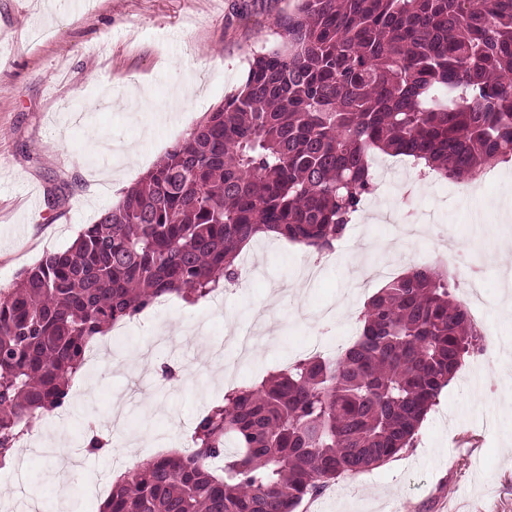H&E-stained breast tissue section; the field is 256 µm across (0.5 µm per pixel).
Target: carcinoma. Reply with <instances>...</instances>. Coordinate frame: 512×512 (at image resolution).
I'll list each match as a JSON object with an SVG mask.
<instances>
[{
    "mask_svg": "<svg viewBox=\"0 0 512 512\" xmlns=\"http://www.w3.org/2000/svg\"><path fill=\"white\" fill-rule=\"evenodd\" d=\"M277 27L287 45L256 55L237 93L0 290L1 468L32 419L65 407L113 325L235 282L259 237L333 250L377 155L454 182L512 160V0H297ZM359 322L337 354L226 392L194 450L146 460L100 512H295L413 446L477 326L429 266L387 282Z\"/></svg>",
    "mask_w": 512,
    "mask_h": 512,
    "instance_id": "1",
    "label": "carcinoma"
}]
</instances>
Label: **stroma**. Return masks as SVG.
I'll use <instances>...</instances> for the list:
<instances>
[{
    "label": "stroma",
    "instance_id": "obj_1",
    "mask_svg": "<svg viewBox=\"0 0 512 512\" xmlns=\"http://www.w3.org/2000/svg\"><path fill=\"white\" fill-rule=\"evenodd\" d=\"M0 0V290L115 204L112 183L131 185L244 82L259 52L281 47L277 21L296 0ZM190 97L176 102L175 88ZM145 88L151 105L133 99ZM369 195L342 246L306 279L307 253L280 238H261L241 255L263 277L226 287L220 300L168 304L111 337L99 367L87 369L57 421L40 417L47 440L70 442L86 427L108 433L111 403L130 402L124 444L77 452L66 490L38 442L15 453L13 478L0 482L10 512H98L128 451L140 459L180 451L183 432L224 386L238 384L314 353L318 313L333 347L358 331L368 293L352 295L355 259L394 262L397 271L431 263L438 243L480 260L478 227L512 234V163L472 195L468 181L446 187L404 159ZM512 257L484 273L489 303L479 323L488 348L512 340V299L500 290ZM512 378V352L488 362L466 356L415 444L380 467L341 475L297 512H512V390L490 395L500 374Z\"/></svg>",
    "mask_w": 512,
    "mask_h": 512
}]
</instances>
